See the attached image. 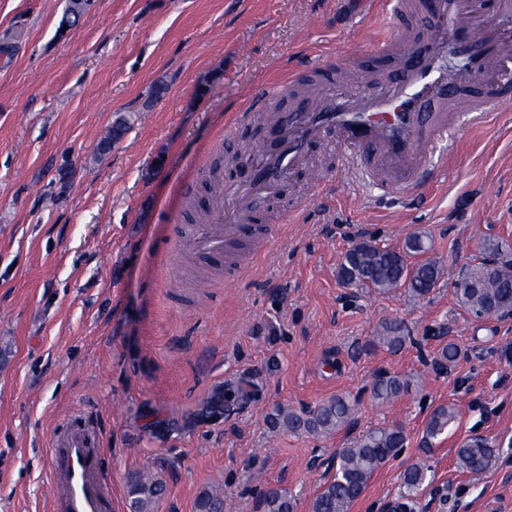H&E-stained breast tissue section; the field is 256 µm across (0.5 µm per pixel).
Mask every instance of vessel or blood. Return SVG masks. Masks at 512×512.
<instances>
[{
    "mask_svg": "<svg viewBox=\"0 0 512 512\" xmlns=\"http://www.w3.org/2000/svg\"><path fill=\"white\" fill-rule=\"evenodd\" d=\"M386 32L371 46H348L352 59L370 55L377 63L400 60L374 83L354 72L338 80L341 63L302 61L287 86L308 89L293 111L277 113L274 139L257 144L261 164L242 162L226 181L224 198L203 221L185 225L180 244L198 258L219 264L235 255L249 235L266 243L273 229L258 206L271 201L292 213L283 190L296 175L312 189L326 183L308 164L310 148L326 138L342 149L348 182L369 190L401 193L408 204L438 182L450 137L462 124L478 126L512 106V30L475 24L485 12L512 18V0H382ZM285 86L255 91L249 109L226 123V135L269 106ZM99 440L87 417L69 419L48 441L57 493L54 512H112L109 485L101 471Z\"/></svg>",
    "mask_w": 512,
    "mask_h": 512,
    "instance_id": "obj_1",
    "label": "vessel or blood"
}]
</instances>
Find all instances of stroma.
I'll return each mask as SVG.
<instances>
[{
    "mask_svg": "<svg viewBox=\"0 0 512 512\" xmlns=\"http://www.w3.org/2000/svg\"><path fill=\"white\" fill-rule=\"evenodd\" d=\"M0 0V512H50L47 441L92 414L116 512L128 480L152 471L166 491L151 512H196L205 491L254 512L285 490L310 512L338 449L371 428L404 444L350 512H385L403 475L427 464L415 512H512V318L478 319L454 282L484 239L512 244V111L461 127L447 181L411 208L396 193L337 199L287 193L257 278L171 262L175 226L224 144V124L258 87L288 80L292 59L371 45L383 20L356 0ZM164 85L155 94V85ZM125 134L101 140L116 123ZM425 235L442 268L423 299L348 287L343 255L371 240L402 248ZM408 330L396 352L373 345L387 320ZM461 356L435 366L445 343ZM381 374L412 386L389 404ZM355 422L329 436L272 429L274 407L309 410L334 395ZM457 414L432 446L440 406ZM495 457L459 471L471 437Z\"/></svg>",
    "mask_w": 512,
    "mask_h": 512,
    "instance_id": "obj_1",
    "label": "stroma"
}]
</instances>
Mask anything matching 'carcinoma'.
I'll return each mask as SVG.
<instances>
[{"label":"carcinoma","instance_id":"1","mask_svg":"<svg viewBox=\"0 0 512 512\" xmlns=\"http://www.w3.org/2000/svg\"><path fill=\"white\" fill-rule=\"evenodd\" d=\"M426 251L419 235L411 236L399 250L381 248L371 241L354 245L343 256L338 277L346 285L372 288L379 293L406 286L414 297L425 298L436 286L442 268L431 259L421 260ZM512 252L507 245L494 239L483 244V257L471 264L457 283L455 293L460 306L477 318H493L512 311V275L489 258ZM379 344L389 350L400 348L406 341L403 326L397 321L382 325ZM410 380L397 376H379L371 388L372 398L387 404L408 391ZM355 404L345 395H336L317 407L302 413L283 409L276 411L274 425L289 430H304L314 435H327L354 422ZM456 418L455 408L440 406L431 414L424 443L441 435ZM404 441L400 427H381L362 435L355 444L342 448L336 456V472L316 491L311 512H350L353 503L362 495L375 471L395 457ZM495 451L480 438L464 440L456 450V465L462 471L478 473L492 462ZM427 466L416 464L404 476L406 497L411 498L426 478ZM163 483L152 473L137 474L129 486L132 512H150L161 497ZM260 512H294V503L285 490L272 489L258 502ZM231 504L225 495L204 492L197 500V512H228Z\"/></svg>","mask_w":512,"mask_h":512}]
</instances>
